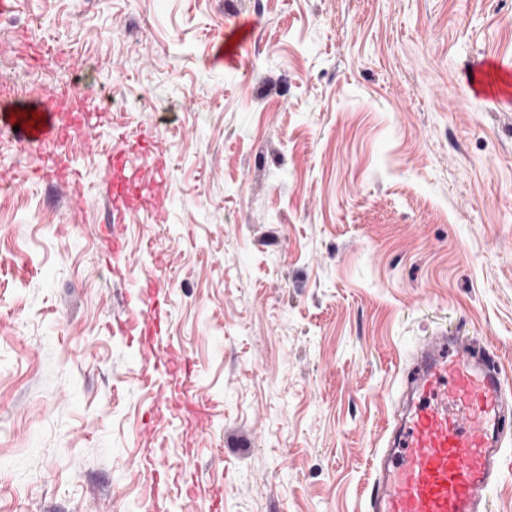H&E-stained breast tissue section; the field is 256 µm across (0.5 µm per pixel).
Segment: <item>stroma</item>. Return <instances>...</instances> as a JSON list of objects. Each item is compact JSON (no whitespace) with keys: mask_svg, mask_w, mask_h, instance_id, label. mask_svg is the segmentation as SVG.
<instances>
[{"mask_svg":"<svg viewBox=\"0 0 512 512\" xmlns=\"http://www.w3.org/2000/svg\"><path fill=\"white\" fill-rule=\"evenodd\" d=\"M7 17L0 102L14 82L64 89L95 128L67 184L28 177L0 135V512H209L210 485L222 512H368L369 455L428 337L512 376V79L492 68L512 0H13ZM91 64L136 110L98 112ZM143 133L155 197L116 224L107 157ZM153 271L194 432L148 416L163 383L126 312ZM157 441L195 499L147 496L132 461ZM486 507L512 512V437Z\"/></svg>","mask_w":512,"mask_h":512,"instance_id":"stroma-1","label":"stroma"}]
</instances>
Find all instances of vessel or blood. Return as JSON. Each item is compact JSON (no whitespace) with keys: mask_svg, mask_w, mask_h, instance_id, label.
<instances>
[{"mask_svg":"<svg viewBox=\"0 0 512 512\" xmlns=\"http://www.w3.org/2000/svg\"><path fill=\"white\" fill-rule=\"evenodd\" d=\"M35 116L40 125H32ZM84 118L70 99L58 95L42 104L0 110V130L15 131L23 145L35 149L62 146L68 131L84 126ZM111 160L108 188L115 210L136 209V189L125 174V146H118ZM164 285V278L153 272L137 291L143 314L139 344L150 350L166 387L192 401L196 395L182 377L181 359L161 336ZM407 387L410 398L387 448L371 454V512H483L508 432L506 376L498 362L458 337L433 336L420 347ZM138 465L152 474L149 498L170 499L161 450L147 449Z\"/></svg>","mask_w":512,"mask_h":512,"instance_id":"b4317fda","label":"vessel or blood"}]
</instances>
